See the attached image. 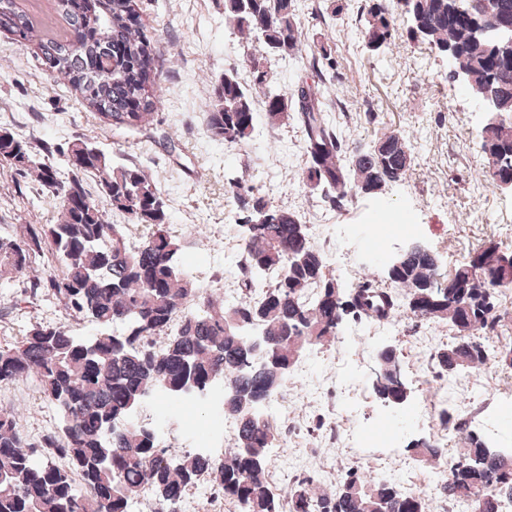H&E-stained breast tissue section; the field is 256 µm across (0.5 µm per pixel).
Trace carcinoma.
<instances>
[{
    "instance_id": "obj_1",
    "label": "carcinoma",
    "mask_w": 512,
    "mask_h": 512,
    "mask_svg": "<svg viewBox=\"0 0 512 512\" xmlns=\"http://www.w3.org/2000/svg\"><path fill=\"white\" fill-rule=\"evenodd\" d=\"M485 18L512 26V0H365V48H388L397 17L407 18V36L466 72L467 89L512 118V55L500 51L473 27ZM63 33L41 18L0 0V31L33 45L51 73L68 82L82 105L114 129L140 130L158 102L153 37L139 21L135 0H55ZM225 23L265 53L306 52L309 66L331 61L332 48L306 43L292 0H224ZM251 80L224 71L213 88L208 130L217 140L246 144L256 125L297 122L307 156L306 180L333 200L339 193H364L406 179L413 155L395 133L363 150L342 155L340 139L319 105V90L302 78L291 92L273 86L270 72L250 59ZM263 96L265 112L256 109ZM479 147L495 160L486 174L494 183L512 180V121L485 124ZM64 158L62 180L50 157ZM0 162L35 175L42 191L60 205L56 224H26L0 236V279L26 275L48 253L59 273L29 279L36 297L51 292L66 310L97 328L75 336L63 324L34 325L17 344L0 347V383L32 379L56 411V430L32 441L13 412L0 410V512H129L133 498L148 491L153 512H180L187 491L201 479L237 503L241 512H427L425 499L391 481L351 467L334 491L306 481L283 496L268 482L267 462L275 434L264 417L270 403L312 346L332 343L344 317L384 323L403 312L410 319L446 322L454 341L432 360L440 372L458 375L490 362L512 371V346L491 350L480 333L498 326L495 294L512 288V251L494 242L469 253L448 274L444 288L430 287L436 255L419 245L400 267L383 274L389 288H404L403 304L383 294L380 308L364 285L346 288L327 273L324 253L311 241L302 217L272 204L239 179L228 182L243 228L242 297L224 302L195 286L181 269L184 250L170 232L157 185L140 168L115 164L86 140L65 149L39 145L0 126ZM94 177L101 196L124 224L84 187ZM131 226L147 230L141 242ZM196 308L186 309L189 300ZM121 329H115V326ZM269 341L270 356L251 345V332ZM386 370L399 364L397 347L377 354ZM223 390L224 416L235 422V446L224 457L159 447L155 428L134 419L148 398L200 412L201 393ZM377 396L395 403L407 386L392 377L374 385ZM467 448L448 455L431 441L413 444V460L436 471L439 494L465 501L471 512H503L512 504V454H499L473 433Z\"/></svg>"
}]
</instances>
